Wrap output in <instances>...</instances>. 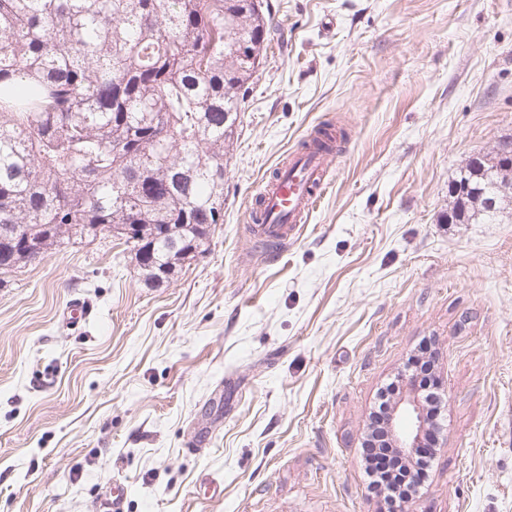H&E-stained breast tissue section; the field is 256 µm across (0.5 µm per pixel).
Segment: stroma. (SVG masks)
I'll list each match as a JSON object with an SVG mask.
<instances>
[{"label": "stroma", "instance_id": "obj_1", "mask_svg": "<svg viewBox=\"0 0 512 512\" xmlns=\"http://www.w3.org/2000/svg\"><path fill=\"white\" fill-rule=\"evenodd\" d=\"M268 50L203 255L145 281L122 240L0 275V512H378L377 387L434 337L448 413L406 512H512V208L449 224L448 188L512 137V0H271ZM345 130L269 262L262 181ZM86 315L71 324L72 301ZM126 494L120 486L112 484V487L97 500L94 506L95 512H124Z\"/></svg>", "mask_w": 512, "mask_h": 512}]
</instances>
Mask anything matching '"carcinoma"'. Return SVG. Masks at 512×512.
<instances>
[{
    "instance_id": "1",
    "label": "carcinoma",
    "mask_w": 512,
    "mask_h": 512,
    "mask_svg": "<svg viewBox=\"0 0 512 512\" xmlns=\"http://www.w3.org/2000/svg\"><path fill=\"white\" fill-rule=\"evenodd\" d=\"M253 0H0V272L129 224L155 282L224 223V156L281 42ZM258 63L239 55L242 46ZM229 112V119L224 113ZM512 168L477 158L448 222H491ZM40 255L21 252L25 237Z\"/></svg>"
}]
</instances>
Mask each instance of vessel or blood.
Wrapping results in <instances>:
<instances>
[{
  "instance_id": "1",
  "label": "vessel or blood",
  "mask_w": 512,
  "mask_h": 512,
  "mask_svg": "<svg viewBox=\"0 0 512 512\" xmlns=\"http://www.w3.org/2000/svg\"><path fill=\"white\" fill-rule=\"evenodd\" d=\"M329 158L308 149L289 156L276 175L266 178L250 231L259 240L287 244L296 238L324 191ZM126 494L112 486L97 500L94 512H124Z\"/></svg>"
}]
</instances>
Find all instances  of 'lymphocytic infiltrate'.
Returning a JSON list of instances; mask_svg holds the SVG:
<instances>
[{
  "label": "lymphocytic infiltrate",
  "instance_id": "lymphocytic-infiltrate-1",
  "mask_svg": "<svg viewBox=\"0 0 512 512\" xmlns=\"http://www.w3.org/2000/svg\"><path fill=\"white\" fill-rule=\"evenodd\" d=\"M411 386L427 410L426 429L417 448L400 454L386 433L389 412L404 386ZM443 419V404L435 373V352L430 340L419 343L404 374L381 387L370 413L362 444L367 487L380 500V512H403L404 506L428 483L433 470L437 433Z\"/></svg>",
  "mask_w": 512,
  "mask_h": 512
}]
</instances>
